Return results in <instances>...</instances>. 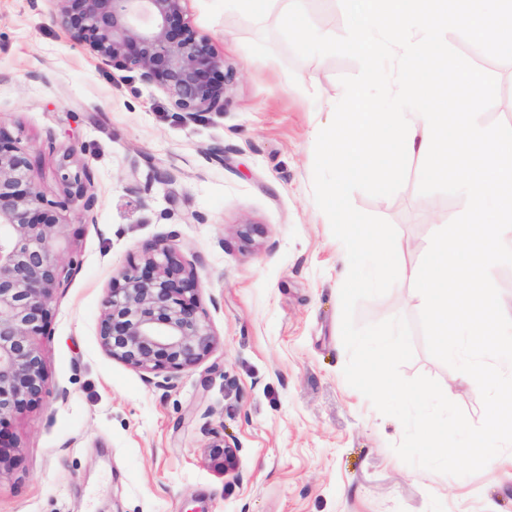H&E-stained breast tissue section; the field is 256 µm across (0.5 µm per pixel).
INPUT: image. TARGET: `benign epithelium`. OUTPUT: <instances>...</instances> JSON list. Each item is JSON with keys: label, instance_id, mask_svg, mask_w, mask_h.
<instances>
[{"label": "benign epithelium", "instance_id": "1", "mask_svg": "<svg viewBox=\"0 0 512 512\" xmlns=\"http://www.w3.org/2000/svg\"><path fill=\"white\" fill-rule=\"evenodd\" d=\"M73 40L121 69H137L184 121L222 112L224 58L184 19L188 0H52ZM28 152L0 126V466L7 464L4 424L48 392L35 339L45 333L55 290L76 261L63 263V212L94 205L84 167L67 182L66 201L48 200L31 176ZM196 281L171 247L145 251L107 292L98 328L102 349L124 364L169 382L200 363L215 344L201 316ZM236 449L214 437L211 456L227 468Z\"/></svg>", "mask_w": 512, "mask_h": 512}]
</instances>
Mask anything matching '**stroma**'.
I'll use <instances>...</instances> for the list:
<instances>
[{
	"instance_id": "obj_1",
	"label": "stroma",
	"mask_w": 512,
	"mask_h": 512,
	"mask_svg": "<svg viewBox=\"0 0 512 512\" xmlns=\"http://www.w3.org/2000/svg\"><path fill=\"white\" fill-rule=\"evenodd\" d=\"M237 10L185 20L224 57L223 112L189 123L138 70L106 65L76 44L52 0H0V126L24 147L31 175L65 198L60 162L87 167L94 220L67 214L63 258L77 270L57 290L37 344L48 393L8 426L16 460L0 471V512H512V477L490 462L453 477L405 464L404 435L348 385L341 338L340 243L313 198L315 140L356 75L339 56L298 58L278 26ZM445 39L498 84L479 121L512 126V63L450 31ZM224 149L223 161L209 148ZM412 155L392 196L357 191L353 205L392 223L401 265L418 266L463 196L420 195ZM169 246L197 281L210 355L170 384L101 348L103 299L150 245ZM421 311L410 283L356 309L360 325ZM405 378L436 379L472 424L477 385L433 358L421 330ZM237 448L210 457L214 433Z\"/></svg>"
}]
</instances>
